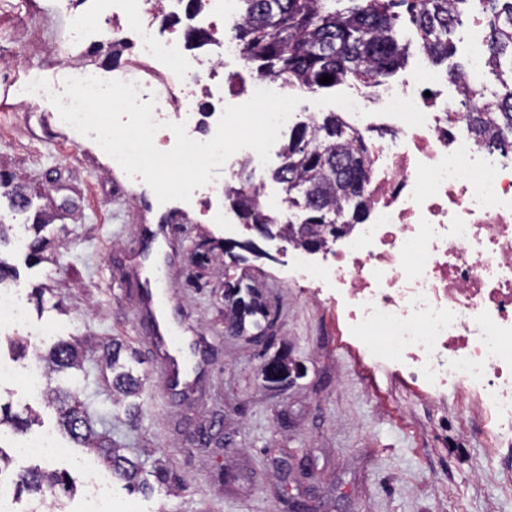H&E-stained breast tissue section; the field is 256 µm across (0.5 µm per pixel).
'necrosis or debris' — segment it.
I'll return each instance as SVG.
<instances>
[{
  "mask_svg": "<svg viewBox=\"0 0 512 512\" xmlns=\"http://www.w3.org/2000/svg\"><path fill=\"white\" fill-rule=\"evenodd\" d=\"M98 24L74 18V34L120 37L138 50L123 72L141 100H155L163 150L182 122L211 139L225 106L236 104L224 61L241 59L225 28L235 0H203L198 18L213 38L211 55L188 54L156 18L175 0H91ZM73 34V35H74ZM207 98L205 117L195 104ZM379 111L361 95L336 103L364 139L370 172L368 215L311 262L296 251L293 270L336 302L347 335L396 363L413 382L456 400L478 397L496 442L512 446V155L488 151L470 132L462 77L420 64L398 84L380 85ZM29 325L16 282H0V332Z\"/></svg>",
  "mask_w": 512,
  "mask_h": 512,
  "instance_id": "necrosis-or-debris-1",
  "label": "necrosis or debris"
}]
</instances>
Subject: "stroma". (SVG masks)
Segmentation results:
<instances>
[{"label":"stroma","instance_id":"obj_1","mask_svg":"<svg viewBox=\"0 0 512 512\" xmlns=\"http://www.w3.org/2000/svg\"><path fill=\"white\" fill-rule=\"evenodd\" d=\"M90 14L89 0H0V170L16 173L32 196L15 235L47 241L46 261L34 266L25 250L0 247L17 271L34 332L23 358L0 341V362L18 372L0 380V404L36 412L28 436L55 432L67 450L55 469L79 487L92 472L109 479L113 512H290L296 502L307 512H512L499 481L512 449L491 448L478 429H465L478 420L477 405L461 409L450 395L436 400L385 358L367 355L346 335L333 302L293 277L280 240H257L265 255L255 257L239 247L253 231L224 229L184 206L172 285L206 373L193 392H163L151 340L136 320L139 290L157 282L132 256L143 248L136 226L160 223L169 208L148 185L113 169L90 140L58 127L51 107L23 106L12 94L25 69L61 73L50 43L68 16ZM37 211L54 216L39 232L31 226ZM205 240L238 247L200 264L193 251ZM232 276L262 290L271 315L261 341L224 333V282ZM74 339L117 340L139 353L136 428L114 420L112 374L99 352L53 383L80 389L92 417L139 457L148 492L126 490L60 432L54 408L25 389L20 374L35 354ZM281 351L295 373L273 389L263 365ZM77 459L82 467H74Z\"/></svg>","mask_w":512,"mask_h":512}]
</instances>
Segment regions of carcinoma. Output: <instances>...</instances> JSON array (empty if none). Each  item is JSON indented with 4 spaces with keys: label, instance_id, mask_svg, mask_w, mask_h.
<instances>
[{
    "label": "carcinoma",
    "instance_id": "1",
    "mask_svg": "<svg viewBox=\"0 0 512 512\" xmlns=\"http://www.w3.org/2000/svg\"><path fill=\"white\" fill-rule=\"evenodd\" d=\"M241 19L233 37L243 48L249 69L257 78H279L288 86L315 90L328 75L330 85L355 81L368 85L396 70L405 57L399 44L393 8L404 6L416 26L421 48L438 64L448 59L451 36L460 24L458 4L465 0H353L355 6L339 10L336 0H239ZM488 15L489 66L496 74L498 88L491 111L472 107L466 112L472 133L490 150L512 152V0H482ZM364 141L355 138L331 113L311 124H301L289 132L283 148V161L274 172L284 185L288 202L297 204L303 196L311 237L322 236L331 224H359L367 214V200L359 185L367 182ZM7 189L9 209L24 214L15 197L27 192L12 174L0 172V188ZM253 184L246 174L236 188L224 191L232 205L243 204L240 218L245 224H275L272 212L262 210L251 199ZM86 342L61 343L40 356L49 374L82 368ZM123 346L112 343L104 361L112 368L113 403L126 419L138 414L135 403L125 399L138 394L142 380L121 363ZM49 402L57 410L59 424L70 438L84 448L96 451L112 474L131 489L143 488L138 462L126 456L106 432H99L89 419L84 402L74 389H53ZM36 416L21 418L0 410V428L30 427ZM75 491L67 478L57 472L31 470L21 476L19 490L43 496L45 490Z\"/></svg>",
    "mask_w": 512,
    "mask_h": 512
}]
</instances>
